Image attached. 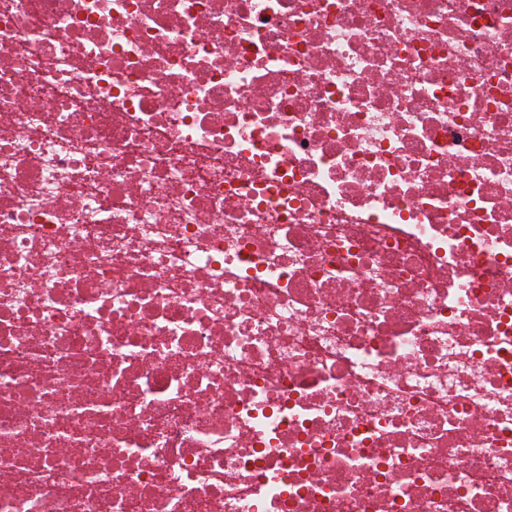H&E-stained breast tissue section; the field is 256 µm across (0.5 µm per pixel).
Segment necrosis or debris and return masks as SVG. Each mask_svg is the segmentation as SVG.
<instances>
[{
	"instance_id": "1",
	"label": "necrosis or debris",
	"mask_w": 512,
	"mask_h": 512,
	"mask_svg": "<svg viewBox=\"0 0 512 512\" xmlns=\"http://www.w3.org/2000/svg\"><path fill=\"white\" fill-rule=\"evenodd\" d=\"M0 512H512V0H0Z\"/></svg>"
}]
</instances>
